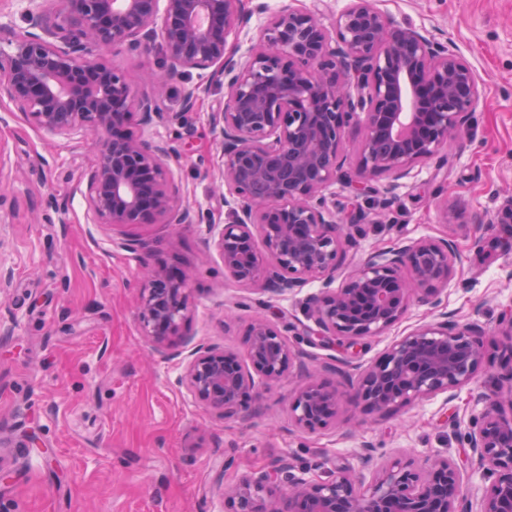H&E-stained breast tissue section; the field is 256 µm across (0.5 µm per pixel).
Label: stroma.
Returning a JSON list of instances; mask_svg holds the SVG:
<instances>
[{
	"instance_id": "stroma-1",
	"label": "stroma",
	"mask_w": 512,
	"mask_h": 512,
	"mask_svg": "<svg viewBox=\"0 0 512 512\" xmlns=\"http://www.w3.org/2000/svg\"><path fill=\"white\" fill-rule=\"evenodd\" d=\"M396 22L449 39L485 84L473 137L448 144V164L425 163L403 180L387 210L365 203L368 219L355 245L343 246L338 277L367 255L418 238L454 240L465 257L448 281L446 309L487 329L483 369L453 400L437 396L379 416L343 403L336 425L297 430L289 407L299 377L251 397L242 418L224 419L191 395L180 378L193 347L246 354L253 309L248 291L225 271L212 228L224 221L216 197L221 149L209 116L224 90L212 88L195 111L180 108L181 81L163 98L153 127L181 152L174 168L181 199L200 224H145L135 234L154 250L123 249L111 226L87 211V175L97 162L83 134L52 136L9 102H0V185L13 207L0 209V253L15 269L0 292V488L6 512H222V484L279 456L313 475L351 467L371 478L387 460L449 456L462 467L472 503L493 474L472 462L466 434L483 409L479 393L512 369V337L500 324L512 308V224H471L496 212L512 189V0H377ZM134 86L164 60L161 45L133 55L100 47ZM56 207H48V200ZM459 217L444 223L443 208ZM187 272L189 318L180 335L157 343L143 336L136 298L144 265ZM435 315L412 303L406 317L376 337L357 363H373L388 346Z\"/></svg>"
}]
</instances>
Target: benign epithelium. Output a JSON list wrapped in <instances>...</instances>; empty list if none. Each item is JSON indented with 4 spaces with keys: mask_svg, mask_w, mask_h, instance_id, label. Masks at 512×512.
Returning <instances> with one entry per match:
<instances>
[{
    "mask_svg": "<svg viewBox=\"0 0 512 512\" xmlns=\"http://www.w3.org/2000/svg\"><path fill=\"white\" fill-rule=\"evenodd\" d=\"M27 28L0 23V101L12 103L50 135L82 132L98 154L87 177L93 219L122 232L129 252L152 250L128 233L142 224H198L180 202L172 163L180 152L151 133L161 118L159 97L174 79L196 73L180 114L194 110L211 86L224 96L210 112L220 139L224 224L214 236L224 269L246 288L295 298L303 317L279 326L262 315L246 332L253 371L226 350L198 347L181 378L187 390L226 419L243 397L272 391L291 368L302 376L292 403L294 425L325 429L336 421L340 394L384 415L399 406L455 392L479 376L484 328L443 313L394 341L361 370L353 359L368 340L401 322L412 301L434 310L463 255L452 240L415 239L371 252L334 286L343 244L359 232L363 198L386 209L400 181L437 160L449 142L470 137L483 88L448 42L410 23L399 24L374 0H349L331 26L325 0H25ZM264 22L246 30L249 17ZM160 42L166 62L147 71L152 93L140 94L102 45L142 52ZM247 48H242L243 43ZM362 126L354 152L348 129ZM387 176L385 185L376 184ZM341 187L343 194L336 193ZM476 224H511L512 198ZM261 238L262 246L256 245ZM188 277L151 268L138 300L143 335L157 343L180 335L188 318ZM312 346L338 345L346 357L321 365L343 392L309 369L308 354L285 333ZM483 412L468 444L496 478L480 512H512V413L497 393L482 392ZM224 512H473L459 465L445 456L418 465L393 459L367 483L354 471L307 476L286 456L224 486Z\"/></svg>",
    "mask_w": 512,
    "mask_h": 512,
    "instance_id": "1",
    "label": "benign epithelium"
}]
</instances>
